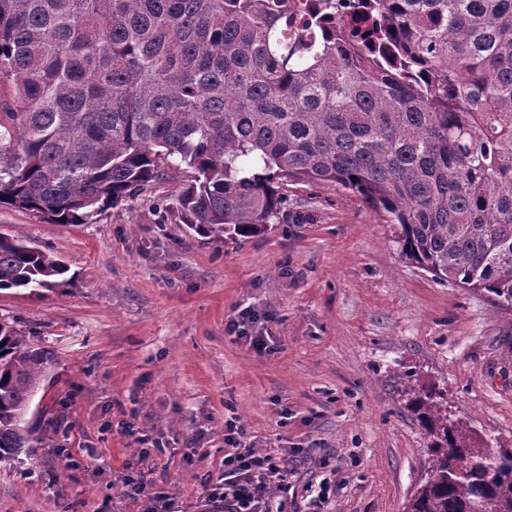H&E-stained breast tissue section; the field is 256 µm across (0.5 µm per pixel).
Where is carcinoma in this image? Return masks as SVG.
Returning a JSON list of instances; mask_svg holds the SVG:
<instances>
[{
  "label": "carcinoma",
  "instance_id": "carcinoma-1",
  "mask_svg": "<svg viewBox=\"0 0 512 512\" xmlns=\"http://www.w3.org/2000/svg\"><path fill=\"white\" fill-rule=\"evenodd\" d=\"M288 0H0V207L90 224L185 166L167 205L196 234L262 232L280 180L359 193L441 282L512 305V0H361L312 42ZM68 266L0 233V290L37 294ZM51 352L0 320V463ZM430 437L405 512H512V448L473 444L443 392L410 391ZM311 3L313 2L310 0L288 1V34L302 36L305 40L310 39L311 33L305 27L304 12Z\"/></svg>",
  "mask_w": 512,
  "mask_h": 512
}]
</instances>
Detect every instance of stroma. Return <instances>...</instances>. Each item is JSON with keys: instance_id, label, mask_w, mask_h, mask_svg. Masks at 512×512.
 <instances>
[{"instance_id": "1", "label": "stroma", "mask_w": 512, "mask_h": 512, "mask_svg": "<svg viewBox=\"0 0 512 512\" xmlns=\"http://www.w3.org/2000/svg\"><path fill=\"white\" fill-rule=\"evenodd\" d=\"M186 179L169 169L91 224L0 208V232L70 277L0 291V318L54 355L28 415L39 442L0 464V512H142L125 487L141 473L202 512L231 421L242 447L303 451L285 512H403L430 444L411 383L444 391L475 443L512 448V306L403 258L396 225L340 186L285 180L259 235L216 240L160 208ZM245 311L267 351L229 330Z\"/></svg>"}]
</instances>
